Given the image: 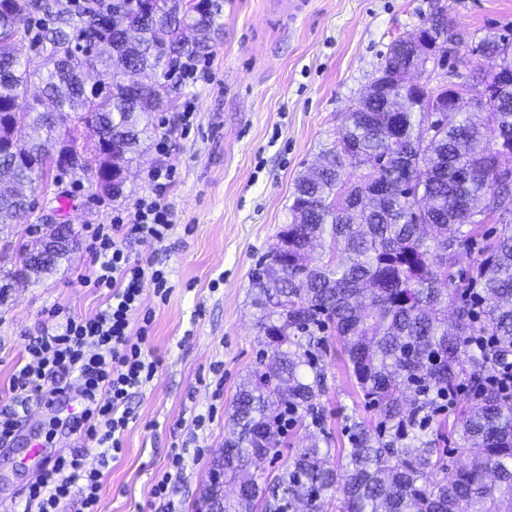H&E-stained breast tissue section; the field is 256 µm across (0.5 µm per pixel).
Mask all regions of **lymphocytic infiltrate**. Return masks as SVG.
I'll list each match as a JSON object with an SVG mask.
<instances>
[{"label": "lymphocytic infiltrate", "mask_w": 512, "mask_h": 512, "mask_svg": "<svg viewBox=\"0 0 512 512\" xmlns=\"http://www.w3.org/2000/svg\"><path fill=\"white\" fill-rule=\"evenodd\" d=\"M173 229V207L164 190L118 208L111 223L100 224L91 235L88 249L92 264L85 282L104 290V307L90 317L60 316L51 310L38 335L25 344L26 363L15 370L9 389L15 406L0 412V443L17 431L21 413L43 393H75L80 405L73 417L85 450L60 455L54 465L28 487L27 502L38 512H98L102 473L89 466L86 451L98 449L100 458L118 456L123 435L136 414L130 400L154 378L156 363L144 347L145 336H131L130 324L141 307L145 284L167 296L168 273L159 263L141 262L124 247L135 236L164 243ZM80 486V498L71 489Z\"/></svg>", "instance_id": "obj_1"}]
</instances>
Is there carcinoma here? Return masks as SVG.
I'll return each mask as SVG.
<instances>
[{
  "mask_svg": "<svg viewBox=\"0 0 512 512\" xmlns=\"http://www.w3.org/2000/svg\"><path fill=\"white\" fill-rule=\"evenodd\" d=\"M145 5L112 0L106 13L76 14L66 3L55 11L47 0H0V182L10 184L0 192V224L31 214L36 186L57 178L52 150L62 137L73 147V175L127 168L152 113L168 102L167 84L141 90L130 77L160 70L166 78L175 60L205 55L224 30V0H174L172 14ZM511 43L487 34L466 52L484 57ZM26 46L40 49L41 65L25 60ZM412 52L410 34L397 38L380 72L393 74ZM32 84L48 109L19 103ZM450 92L462 90L429 88L423 103L409 93L395 113L384 99L359 101L322 150L320 177L295 180L291 221L278 235L288 254L274 247L252 276L270 362L239 384L224 452L213 461L238 482L234 512L263 503L269 512L297 504L320 512L331 492L342 512H512V396L487 382L492 355L468 350L470 337L489 335L496 350H512V230L485 234L495 213L478 208L494 193L512 214V92L477 121L468 113L454 124L429 120L427 107L448 106ZM461 246L474 253L467 269L457 268ZM68 253L37 262L22 247L4 278L38 279ZM273 277L275 301L264 288ZM328 330L378 430L354 423L334 464L313 438L266 486L250 471L256 460L278 452L289 427L323 422L320 334ZM448 397V432L463 459L455 469L422 431L397 448ZM196 512H227L224 481L206 487Z\"/></svg>",
  "mask_w": 512,
  "mask_h": 512,
  "instance_id": "carcinoma-1",
  "label": "carcinoma"
}]
</instances>
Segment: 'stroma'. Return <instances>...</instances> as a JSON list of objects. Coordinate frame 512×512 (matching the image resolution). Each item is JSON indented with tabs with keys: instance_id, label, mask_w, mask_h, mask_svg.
I'll use <instances>...</instances> for the list:
<instances>
[{
	"instance_id": "stroma-1",
	"label": "stroma",
	"mask_w": 512,
	"mask_h": 512,
	"mask_svg": "<svg viewBox=\"0 0 512 512\" xmlns=\"http://www.w3.org/2000/svg\"><path fill=\"white\" fill-rule=\"evenodd\" d=\"M441 8L464 41L512 32V0H308L294 21L288 0H232L223 33L204 57L210 81L171 76L169 104L151 118L172 127L169 151L159 152L156 138L145 141L120 197L100 196L91 180L65 176L34 192L32 217L0 228V276L13 269L20 246L46 234L49 219L70 222L78 232L75 250L53 273L11 285L0 300L3 410L14 403L9 380L24 360L25 339L37 334L48 310L89 317L104 303L102 293L82 283L91 264V228L151 194L150 169L173 171L169 238L160 245L127 242L132 257L163 262L171 289L164 299L152 286L143 291V307L153 315L145 348L157 371L134 399L137 420L124 434L123 453L105 465L97 452L88 455L103 473L100 512H160L150 490L175 445L189 455L172 491L183 512H191L224 447L238 384L261 366L251 275L290 221L294 181L338 138L390 44ZM187 102L194 122L185 130L180 114ZM325 345L323 423L316 435L336 456L348 447L353 423L372 426L376 419L353 385L336 337H326ZM71 402L62 393L30 403L18 432L0 446V507L24 502L38 475L29 458L33 444L54 455L81 447L79 435L54 425ZM208 412L212 420L196 425V416Z\"/></svg>"
}]
</instances>
